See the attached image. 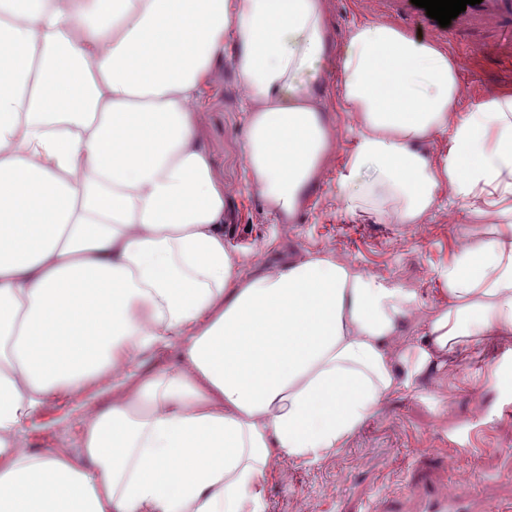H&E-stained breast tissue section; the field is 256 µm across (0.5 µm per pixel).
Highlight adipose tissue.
Instances as JSON below:
<instances>
[{
    "label": "adipose tissue",
    "instance_id": "obj_1",
    "mask_svg": "<svg viewBox=\"0 0 512 512\" xmlns=\"http://www.w3.org/2000/svg\"><path fill=\"white\" fill-rule=\"evenodd\" d=\"M227 54L273 213L330 154L332 54L358 122L350 214L421 224L445 195L495 218L449 260L444 304L420 315L323 252L244 268L203 142ZM461 104L438 43L367 21L330 50L324 0H0V512H265L273 460L330 459L392 396L512 338V90ZM61 391L85 398L76 452L24 447ZM177 362L175 350L158 352L154 355L147 354L142 362L141 370L147 373L163 371Z\"/></svg>",
    "mask_w": 512,
    "mask_h": 512
}]
</instances>
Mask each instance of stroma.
I'll list each match as a JSON object with an SVG mask.
<instances>
[{"label": "stroma", "mask_w": 512, "mask_h": 512, "mask_svg": "<svg viewBox=\"0 0 512 512\" xmlns=\"http://www.w3.org/2000/svg\"><path fill=\"white\" fill-rule=\"evenodd\" d=\"M334 42H343L356 23L371 20L366 0H325ZM460 63L463 111L493 91L512 89V62L494 44L452 47ZM208 89L204 144L215 172L228 187L224 239L238 258L261 253L263 266H276L310 251L326 252L360 269L417 292L423 312L442 300L441 274L452 252L486 233L489 220L466 202L444 204L421 224H389L347 213L337 181L356 141V122L337 109L341 74L322 64L319 79L331 104L335 158L313 186L314 195L293 222H277L253 188L244 163V99L231 62ZM512 356V339L486 356L444 370L392 397L345 448L328 461L289 464L272 474L267 512H387L404 490L411 471L448 491L467 490L483 499L512 502V394L481 385L484 362ZM82 429L80 401L60 393L36 413L22 434L26 447H74ZM443 451L444 465L429 468L428 455Z\"/></svg>", "instance_id": "obj_1"}]
</instances>
